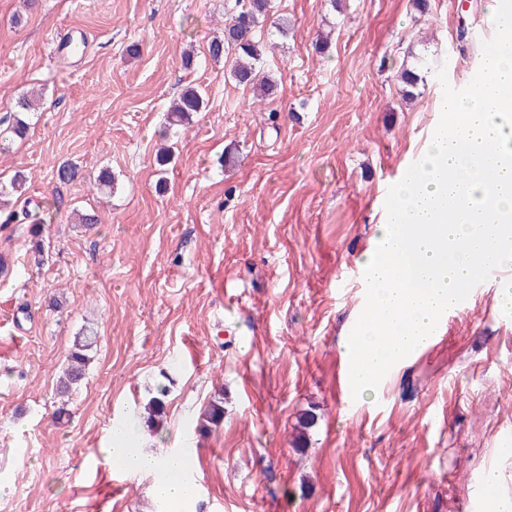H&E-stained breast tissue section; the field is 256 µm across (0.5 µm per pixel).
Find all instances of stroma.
Masks as SVG:
<instances>
[{
	"mask_svg": "<svg viewBox=\"0 0 512 512\" xmlns=\"http://www.w3.org/2000/svg\"><path fill=\"white\" fill-rule=\"evenodd\" d=\"M460 2L272 0L289 31L264 57L278 89L261 102L208 55L234 0H0V118L41 95L27 137L0 141V178H26L0 206V512H165L153 475L114 489L107 458L117 419L161 387L163 421L141 446L190 449L184 512H494L512 499V308L498 302L512 277L470 292L375 392L339 394L366 298L352 273L439 122L436 72L467 86L494 34L488 0ZM68 36L83 53L61 52ZM406 67L422 77L410 100ZM188 86L205 108L159 164ZM65 161L84 178L60 182ZM103 168L109 195L89 181ZM44 205L35 239L22 213ZM83 335L91 361L65 398ZM219 398L223 423L201 431ZM95 337L78 336L75 337L73 348L69 355V364L65 371V377L62 380L64 392H69L74 385H78L84 378V370L87 363L86 351L90 350Z\"/></svg>",
	"mask_w": 512,
	"mask_h": 512,
	"instance_id": "1",
	"label": "stroma"
}]
</instances>
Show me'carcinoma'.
Masks as SVG:
<instances>
[{
	"instance_id": "obj_1",
	"label": "carcinoma",
	"mask_w": 512,
	"mask_h": 512,
	"mask_svg": "<svg viewBox=\"0 0 512 512\" xmlns=\"http://www.w3.org/2000/svg\"><path fill=\"white\" fill-rule=\"evenodd\" d=\"M238 9L225 20L224 37L211 41L208 53L211 59L219 60L234 53L229 74L239 84L248 85L259 92L262 97H271L277 91V84L263 74L261 63L265 55L274 48V44L264 40V23L270 8L269 0H237ZM400 81L406 87L405 95L412 98L418 90L422 78L419 73L405 68L400 74ZM204 105L201 93L194 87H186L169 108V125L180 126L193 112H199ZM33 98L28 94L20 96L14 103L13 122L4 132L19 136L25 134L28 123L25 115L33 109ZM24 179L13 176L9 183L0 181V199L13 195H22ZM95 337L77 336L69 355V364L62 380L63 391L68 392L84 378L87 363L86 351L90 350ZM165 409V391L152 397L144 406V413L130 415L129 421L135 422L146 418L153 424L162 421Z\"/></svg>"
}]
</instances>
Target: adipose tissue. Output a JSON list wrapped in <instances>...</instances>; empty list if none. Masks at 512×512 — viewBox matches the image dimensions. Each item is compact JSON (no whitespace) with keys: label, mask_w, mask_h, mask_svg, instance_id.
Masks as SVG:
<instances>
[{"label":"adipose tissue","mask_w":512,"mask_h":512,"mask_svg":"<svg viewBox=\"0 0 512 512\" xmlns=\"http://www.w3.org/2000/svg\"><path fill=\"white\" fill-rule=\"evenodd\" d=\"M140 439L139 427L129 426L121 440L112 444L113 462L133 472L152 474L155 498L168 503L171 512H180L181 504L191 495L188 461L176 451L162 457L148 454L141 449Z\"/></svg>","instance_id":"obj_1"}]
</instances>
